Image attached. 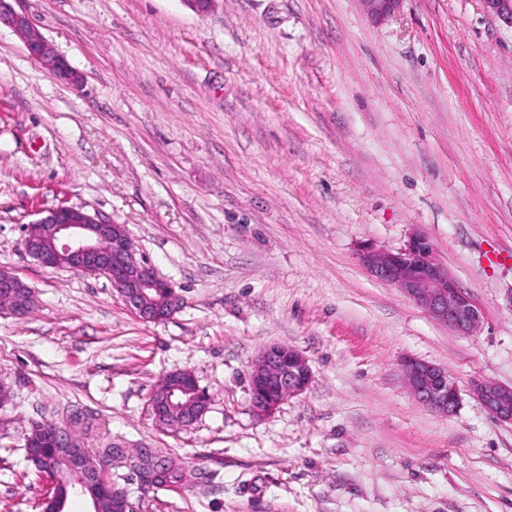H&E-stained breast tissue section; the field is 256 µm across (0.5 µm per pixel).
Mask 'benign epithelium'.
<instances>
[{
    "instance_id": "benign-epithelium-1",
    "label": "benign epithelium",
    "mask_w": 512,
    "mask_h": 512,
    "mask_svg": "<svg viewBox=\"0 0 512 512\" xmlns=\"http://www.w3.org/2000/svg\"><path fill=\"white\" fill-rule=\"evenodd\" d=\"M15 0H0V24L13 29L28 55L57 79L76 85L78 73L67 59L13 6ZM366 13L376 22L391 17L401 0H361ZM485 10L512 27V0H482ZM23 250L40 265L68 269L108 279L127 309L140 320L158 323L171 318L182 306V296L167 279L140 255L125 228L102 220L83 206L61 205L46 211L23 227ZM360 261L380 280L390 283L420 305L435 320L461 335H472L483 324L481 309L459 287L448 268L433 255L429 241L411 237L396 252L365 247ZM28 283L13 273L0 275V296L14 297L8 306L21 317L29 312ZM405 382L425 406L444 415L454 414L461 404L455 379L436 364L408 358L401 364ZM312 371L306 358L285 345L267 346L250 374V409L256 417L271 415L288 397L306 390ZM194 407L172 416L167 397H150L151 414L160 423L175 422L182 427L196 423L208 410V394L193 384ZM470 394L498 422L512 423V387L486 379L472 381ZM26 453L54 469L77 476L69 493L61 498L47 496L41 512H67L69 500L78 497L89 505L88 512H100L102 474L99 464L84 445L65 428L49 422L35 426V438H26Z\"/></svg>"
}]
</instances>
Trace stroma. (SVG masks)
<instances>
[{"label": "stroma", "mask_w": 512, "mask_h": 512, "mask_svg": "<svg viewBox=\"0 0 512 512\" xmlns=\"http://www.w3.org/2000/svg\"><path fill=\"white\" fill-rule=\"evenodd\" d=\"M80 73L59 83L0 26V512H40L35 421L89 449L165 448L193 472L135 512H512V424L471 398L512 386V27L482 0H17ZM125 225L184 298L146 323L102 276L42 267L22 227L60 204ZM424 234L483 312L462 336L358 260ZM272 343L313 380L270 416L249 374ZM448 369L438 414L401 362ZM191 371L193 426L149 397ZM366 13L376 22L385 21L391 17L402 0H360ZM28 283L13 273L0 275V295L2 298L14 296L16 304L3 305L7 307L15 315L21 317L29 312L28 303L31 300L27 290ZM194 394V407L188 412H184L181 416L173 417L171 415L174 406L168 397L156 398L154 394L149 400L151 414L156 421L160 423L175 422L181 427H189L196 423L208 410L210 399L208 394L201 389L194 377V384L190 388Z\"/></svg>", "instance_id": "1"}]
</instances>
